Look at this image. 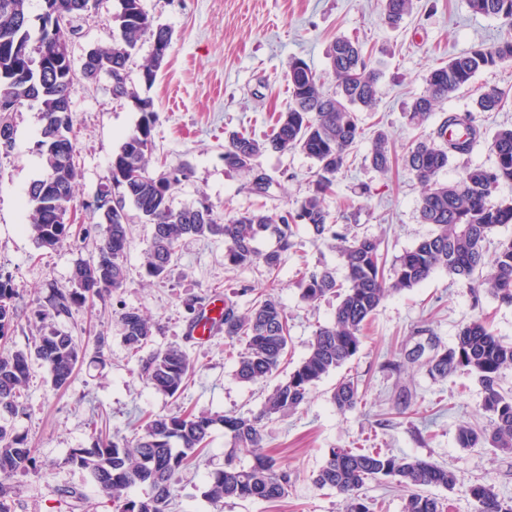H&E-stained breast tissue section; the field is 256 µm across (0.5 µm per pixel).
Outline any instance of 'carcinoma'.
<instances>
[{"instance_id":"carcinoma-1","label":"carcinoma","mask_w":512,"mask_h":512,"mask_svg":"<svg viewBox=\"0 0 512 512\" xmlns=\"http://www.w3.org/2000/svg\"><path fill=\"white\" fill-rule=\"evenodd\" d=\"M93 1L100 2L44 0V12L35 27L29 16V0H0V69L8 73V79L0 80V122L24 105H34L40 113L36 149L45 171L26 192L28 230L39 249L56 250L71 236L72 225L67 220L74 209L79 176L74 163L76 142L71 136L72 112L66 104L71 89L66 55L74 29L61 27L56 15H67L73 22L89 19L94 15ZM380 2L384 19L391 26L398 25L413 8L412 0ZM469 7L475 14L501 19L512 28V0H469ZM114 21L118 41L86 53L82 78L95 80L105 75L112 82L115 97H132L127 82L133 51L145 37L163 48L152 51L141 65L140 78L150 87L172 46V32L151 23L143 0H119ZM326 55L335 79L334 93H328L320 76L295 57L288 72L291 104L279 115L271 134L258 140L245 130L236 131L224 140V165L253 176L252 186L258 193L267 192L272 184L258 162L264 154L298 150L314 160L317 171L313 189L295 212L246 210L223 218L208 202L174 207L173 190L187 177L188 168L178 166L171 173L150 168L156 115L151 101L138 98L140 122L112 155L106 190L99 193L106 230L97 257L77 261L69 285L52 289L48 305L38 311L43 320L67 317L72 308L91 305L94 299L123 286L128 276L129 205L150 225L142 269L147 278L158 282L167 277L186 238L223 239L224 264L249 267L261 263L273 284L283 255L294 246L292 237L300 224L309 227L317 238L336 242L343 259L346 275L342 283L326 268L302 273L299 289L303 301L312 303L331 294L340 301L333 320L316 330L307 355L275 385L258 411L224 415L184 410L150 415L128 436L99 432L89 446L70 450L64 463L87 471L118 512H169L176 476L200 461L218 428L230 434L235 445L252 449L254 462L245 467L228 457L223 467L205 474L204 497L213 504L226 499L272 503L286 497L290 473L276 459L260 452L266 423L275 416L297 412L321 380L357 354L365 326L388 293L413 288L442 269L467 288L474 306H479L484 296L512 305V238L498 242L494 251H489L495 229L512 224V202L492 201L501 183L512 182V127H501L491 137L492 166L467 164L460 178L450 183L439 182L440 173L451 162L469 156L481 137L470 114L450 112L442 116L434 136L406 149L404 166L425 187L420 217L433 230L388 265L376 239L349 236L347 228L331 219L324 206L336 176L364 139L359 113L376 107L382 70L365 57L359 42L343 36L332 41ZM49 56L60 57L57 67L43 65ZM504 62H512V34L430 69L424 76V90L413 98L406 113L409 124L422 125L441 101L469 86L478 73ZM511 99L512 91L486 86L475 108L492 112ZM366 160L379 172L390 170L393 157L386 131H377ZM267 236L275 238V246L261 252L256 243ZM16 293L12 276L0 271V512H11L7 481L36 463L27 434L15 426L16 418L25 413L32 362H41L51 386L61 389L71 384L81 359L73 337L54 327L41 329L31 347L10 346L18 326ZM120 323L123 343L133 353L151 341L155 324L140 310L122 309ZM218 329L224 331L229 344L244 343L235 356L234 376L238 381L255 384L278 374L288 355L290 329L286 312L275 297L258 292L243 312L233 300L224 298ZM417 334L428 335L427 342L402 352L403 360L423 361L434 378L472 375L481 386V409L488 423L459 426L458 446L512 449V390L501 385L504 371L512 369V344L501 341L479 318L463 326L450 346L441 344L428 329ZM192 369L186 351L169 346L142 359L140 375L155 392L174 398L184 390ZM362 400L359 382L351 376L340 378L333 387L332 401L341 414L354 410ZM383 478L409 489L403 512H444L442 502L424 493V488L442 487L452 492L461 485L454 471L431 460L364 448L329 449L313 482L341 496L346 512H374L362 497V489ZM135 487L147 488L146 496L130 497L128 492ZM464 491L475 512H512V498L499 497L489 484L470 483Z\"/></svg>"}]
</instances>
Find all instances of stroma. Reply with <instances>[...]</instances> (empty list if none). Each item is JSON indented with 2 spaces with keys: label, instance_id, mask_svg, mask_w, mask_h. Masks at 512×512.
<instances>
[{
  "label": "stroma",
  "instance_id": "obj_1",
  "mask_svg": "<svg viewBox=\"0 0 512 512\" xmlns=\"http://www.w3.org/2000/svg\"><path fill=\"white\" fill-rule=\"evenodd\" d=\"M143 4L154 24L172 30L171 49L156 82L148 87L139 72L152 44L141 42L129 62L133 97L115 98L105 76L94 81L81 78L72 85L76 165L81 174L73 218L75 228L86 227L90 233H80L55 251L37 249L24 230V193L43 174L36 150L39 112L25 106L12 115L14 144L9 155L0 158V268L12 274L17 289L15 347L26 348L37 336L36 313L46 305L52 286L66 285L75 262L97 254L105 225L92 200L108 175L113 153L140 120L137 99L150 100L157 116L153 170L190 167L188 178L173 194L175 206L204 198L224 216L261 205L270 212L291 210L311 192L315 162L298 151L262 156L261 167L274 180L268 196L262 197L249 190L248 175L225 166L224 136L244 127L263 134L273 114L286 111L291 58L306 61L326 89H334L326 58L329 44L339 36L359 40L371 62L382 65L379 99L374 111L362 113L368 138L337 175L325 204L350 233L380 239L382 252L390 258L414 247L432 227L420 219L424 189L409 170L398 164L382 174L365 162L370 135L387 131L393 152L400 155L414 140L428 137L441 114L472 113L482 137L467 162L451 163L440 174V181L452 182L464 164L491 166L492 135L499 128L512 127L510 104L497 112L474 109L480 87L512 86V64L479 73L471 87L439 103L424 126L417 128L407 121L406 108L422 92L428 69L473 47L492 45L506 32L500 20L474 14L467 0H414L412 13L395 29L382 20L379 0H143ZM117 10L118 0H102L95 16L77 21L74 62H82L90 48L113 42ZM130 225L125 257L129 275L123 287L96 300L93 308H73L71 316L54 322L72 334L85 354L73 382L54 389L41 362L33 364L26 413L17 426L27 433L37 466L12 479L8 500L12 512H116L89 473L63 463L69 449L89 445L101 427L123 435L136 426L143 412L169 414L192 408L243 414L258 411L264 402L267 384L235 379L223 333L204 340L188 337L186 308L190 300L206 306L234 290L239 293V307L247 308L251 292L269 288L264 267L225 268L223 240L190 238L182 242L167 277L151 282L141 276L150 227L135 216ZM293 241L273 288L291 326L288 363L292 366L306 355L318 327L332 320L338 304L333 295L313 304L303 301L297 285L299 270L326 267L336 275L344 273L331 242L316 239L304 226L298 227ZM124 307L139 309L155 322L154 346L177 345L188 353L194 371L179 398L155 393L141 378L139 358L121 338L118 315ZM479 317L488 320L496 336L512 342V305L486 298L481 306H474L467 290L445 271H435L417 287L390 293L359 352L343 367L361 380L362 403L338 413L331 400L337 380L332 374L317 385L302 410L267 423L264 450L292 476L287 497L276 503L211 504L203 495L205 472L223 466L230 453L240 465L253 462L250 449L234 448L230 435L218 429L200 467L187 470L177 482L173 512H343L339 498L312 481L332 448H382L447 466L462 486L452 492L437 488L433 494L448 501L449 512H474L463 490L471 482L490 484L499 496L512 498V451L464 449L456 441L460 424L487 422L477 380L462 373L435 379L417 363H404L397 370L387 366L395 353L413 347L417 328L433 330L448 346L464 325ZM101 335L107 339L102 348L97 345ZM402 392L411 395L413 403L432 408V423L398 414L396 397ZM71 489L81 492V499L68 497Z\"/></svg>",
  "mask_w": 512,
  "mask_h": 512
}]
</instances>
